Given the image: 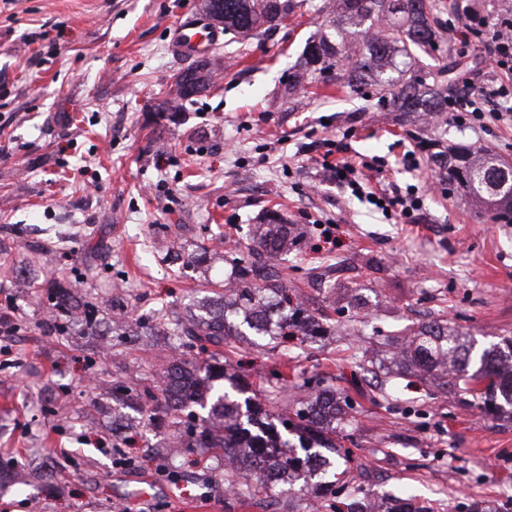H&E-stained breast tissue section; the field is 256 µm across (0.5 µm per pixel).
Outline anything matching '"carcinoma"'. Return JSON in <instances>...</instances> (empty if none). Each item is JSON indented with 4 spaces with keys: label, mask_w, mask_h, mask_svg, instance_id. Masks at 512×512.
<instances>
[{
    "label": "carcinoma",
    "mask_w": 512,
    "mask_h": 512,
    "mask_svg": "<svg viewBox=\"0 0 512 512\" xmlns=\"http://www.w3.org/2000/svg\"><path fill=\"white\" fill-rule=\"evenodd\" d=\"M305 6L307 0H224V31L252 38ZM436 10L435 0H336L324 21L328 32L305 47V68L329 74L338 91L371 86L396 98L403 112H438L448 99L413 68L434 46ZM222 70L224 61L215 56L208 70L191 67L183 75L205 89L213 73ZM187 100L182 83L174 79L162 108L178 112ZM440 165L448 184L491 218L512 214L511 162L460 145L448 148ZM296 242L277 213L266 214L252 231L248 255L226 259L232 269L229 282L199 302L202 315L187 320L158 315L164 334L187 336L203 353L209 346L222 351L243 336L285 347L313 340L329 316L311 310L288 278L268 263ZM396 358L399 370L428 373L440 391L471 396L470 405L482 414L503 410L504 402L512 405V337L477 350L462 328L434 319L396 347ZM224 366L214 353L203 359L181 356L152 387L132 380L112 384V398L132 401L148 419L164 421L173 435L188 436L190 448L222 449L224 482L242 502L252 503L276 485L291 487L303 475L321 480L338 469L342 454L334 423L347 417L341 403L324 389L313 400H299L279 417L280 431L255 418L256 399L236 396L245 388L234 384L230 392L215 385L226 379Z\"/></svg>",
    "instance_id": "carcinoma-1"
}]
</instances>
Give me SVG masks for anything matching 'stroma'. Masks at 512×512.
I'll return each instance as SVG.
<instances>
[{"instance_id":"35a3bbf8","label":"stroma","mask_w":512,"mask_h":512,"mask_svg":"<svg viewBox=\"0 0 512 512\" xmlns=\"http://www.w3.org/2000/svg\"><path fill=\"white\" fill-rule=\"evenodd\" d=\"M326 0L216 51L224 75L183 112L162 111L173 75L193 64L171 41L201 0H0V303L12 306L0 352V512H333L312 490L280 488L240 507L225 492L218 453L167 448L164 428L140 427L106 381L160 372L168 339L150 344L113 328V294L135 318L181 312L224 281V263L164 259L163 235L183 250L249 244L270 208L301 235L284 265L312 308L338 317L351 295L370 313L362 335L288 350L242 345L250 379L310 378L353 408L339 436L348 475L369 498L410 493L429 512H512V420L480 414L429 380L388 374L381 336L435 317L489 346L512 336V224L462 193L427 196L416 223L387 218L322 169L344 160L384 165L405 189L440 177L434 154L479 142L512 161V123L461 125L448 113L412 121L374 95L288 84L318 33ZM431 68L468 55L465 81L486 86L481 44L461 52L448 23L468 10L494 17L507 0H440ZM420 169H408L407 150ZM335 244H327L325 225ZM50 270L96 329H54L47 289L23 281ZM137 427L138 451L168 453L157 468L113 467V422Z\"/></svg>"}]
</instances>
